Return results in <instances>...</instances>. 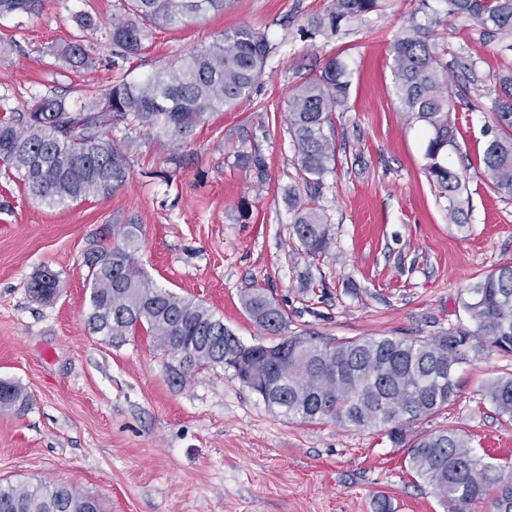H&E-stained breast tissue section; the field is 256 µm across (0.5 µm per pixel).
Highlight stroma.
I'll return each mask as SVG.
<instances>
[{
	"mask_svg": "<svg viewBox=\"0 0 512 512\" xmlns=\"http://www.w3.org/2000/svg\"><path fill=\"white\" fill-rule=\"evenodd\" d=\"M331 0H228L167 30H149L138 55L117 59L100 33L80 30L89 13L108 22L124 0H44L36 15L0 16V106L26 111L34 97L73 101L117 74L140 81L181 55L246 25L277 52L258 87L198 128L190 145L129 130L130 178L107 198L54 208L27 194L0 164V380L31 396L23 414L0 412V483L49 480L100 500L104 512H450L447 500L405 464L406 451L376 431L305 424L270 408L224 368L174 378L178 358L146 331L121 345L91 334L83 255L122 224L142 227L138 266L158 285L198 300L243 343L275 338L247 315L240 296L259 286L288 313V331L319 341L474 329L466 287L512 264V198L484 176L486 131L512 50L468 21L449 20L444 0H382L333 37H307L308 19ZM431 28L458 94L448 164L464 169L466 225L448 218L426 170L427 135L395 93L391 40L409 18ZM81 40L91 68L69 67L62 48ZM341 57L351 72L347 108L334 112L336 166L317 201L333 244L312 260L293 235L288 188L296 184L288 96L310 68ZM262 120L269 163L262 190L235 164L238 127ZM251 217L239 218L241 200ZM48 267L64 283L53 302L27 283ZM512 374V353L462 364L458 397L413 432L456 428L477 453L512 463V418L482 396Z\"/></svg>",
	"mask_w": 512,
	"mask_h": 512,
	"instance_id": "1",
	"label": "stroma"
}]
</instances>
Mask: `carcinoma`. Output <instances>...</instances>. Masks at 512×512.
Here are the masks:
<instances>
[{
	"label": "carcinoma",
	"mask_w": 512,
	"mask_h": 512,
	"mask_svg": "<svg viewBox=\"0 0 512 512\" xmlns=\"http://www.w3.org/2000/svg\"><path fill=\"white\" fill-rule=\"evenodd\" d=\"M447 15L479 23L512 40V0H445ZM226 0H130L122 15L103 25L92 15L79 19L84 30L120 49L121 58L139 52L145 29L169 28L209 11L224 10ZM379 7V0H333L311 17L312 37L335 36L342 23ZM42 0H0V15L38 14ZM275 50L267 36L241 26L224 38L198 48L142 81L124 78L101 92L89 91L72 104L60 96L36 98L26 112L0 117V163L17 173L28 193L54 208L89 198H107L129 179L134 141L114 138L121 128L139 127L189 144L194 130L213 114L234 108L264 75ZM395 89L406 110L429 133L425 158L428 177L448 202V218L465 226L463 177L448 168V148L456 147V127L448 64L436 55L429 27L411 18L390 46ZM64 60L89 68L92 59L80 43L69 44ZM349 72L333 57L319 73L304 76L288 99V132L294 165L305 186L319 185L336 165L332 112L346 105ZM492 134L483 153L491 187L512 197V72L499 78L493 107ZM237 164L252 176L255 187L268 179L267 158L255 147L256 129L235 132ZM296 212L293 230L301 249L312 257L328 254L331 233L314 200L288 189ZM116 243L101 241L88 249L89 330L111 343H122L142 328L164 352L189 350L175 379L184 383L195 369L220 366L240 372L244 361L259 383L252 387L272 408L304 423L332 421L384 433L407 449L409 469L454 505V512L494 495L495 512H512V473L486 460L471 439L454 429L408 434L418 420L453 404L458 367L482 352H512V265L501 266L466 289L463 309L476 324L473 331L453 328L431 341L413 337H358L317 343L286 335L288 313L265 289L241 295L250 319L266 333L297 349L288 362L274 363L264 345H246L204 303L177 295L148 279L138 268L142 228L124 224L113 233ZM59 274L45 268L30 280L29 293L50 302L61 291ZM485 399L500 414L512 417V376L491 380ZM28 396L16 384L0 380V411L21 413ZM0 512H102L100 502L63 484L0 483Z\"/></svg>",
	"instance_id": "obj_1"
}]
</instances>
